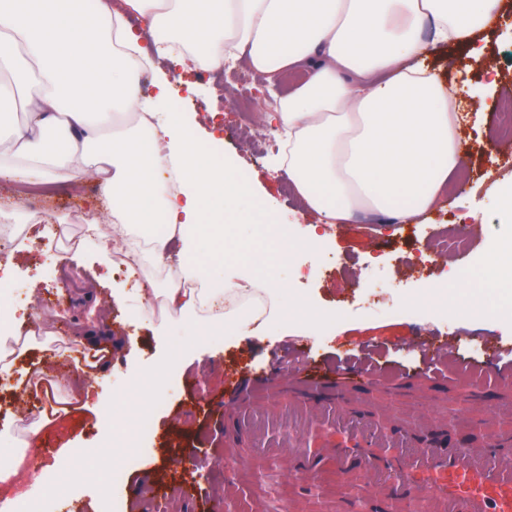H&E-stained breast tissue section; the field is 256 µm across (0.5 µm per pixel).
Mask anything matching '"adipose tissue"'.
<instances>
[{
    "instance_id": "obj_1",
    "label": "adipose tissue",
    "mask_w": 512,
    "mask_h": 512,
    "mask_svg": "<svg viewBox=\"0 0 512 512\" xmlns=\"http://www.w3.org/2000/svg\"><path fill=\"white\" fill-rule=\"evenodd\" d=\"M0 0V102L21 94L30 124L15 128L17 163L0 178L31 172L55 181L100 179L111 226L87 232L109 254L115 231L150 239L163 259L178 240V275L203 280L224 243L206 215L224 211L265 236L269 214L248 184L202 143L187 139L168 86L139 93L153 57L188 68L224 69L245 56L276 79L305 81L280 99L285 171L306 206L331 223L365 208L405 224L437 201L462 157L453 93L425 58L437 46L468 44L499 0ZM431 25L430 40L421 30ZM143 112L140 135L123 124ZM178 190L157 192L161 172ZM474 276L487 314L512 312V242L485 258Z\"/></svg>"
}]
</instances>
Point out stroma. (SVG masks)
<instances>
[{
	"label": "stroma",
	"mask_w": 512,
	"mask_h": 512,
	"mask_svg": "<svg viewBox=\"0 0 512 512\" xmlns=\"http://www.w3.org/2000/svg\"><path fill=\"white\" fill-rule=\"evenodd\" d=\"M427 64L455 91L465 181H449L421 223L385 224L371 211L358 210L347 223L329 227L315 258L295 253L255 279L245 274L236 252L250 226L233 214L214 215L228 233L223 255L209 264L208 281H235L243 304L250 301V289L265 293L271 306L259 335L229 322L223 335L206 338L200 315L151 309L149 290L169 287L177 278L176 251L139 271L121 272L93 263L94 241L80 248L91 259L81 267L62 244L49 243L43 229L70 224L77 211L85 220L111 223L97 177L55 183L54 195L34 200L18 192L17 182L0 179V222L20 226L27 240L23 250L0 258V319L28 338L8 369L10 382L24 387L30 368L41 367L59 376L64 394L90 387L87 408L59 413L47 432L55 444L74 440L106 468L124 472L117 485L93 474L75 477L52 490L49 512H109L115 501L124 512H215L230 493L217 459L224 454L225 405L239 377L271 372L284 388L298 361L344 372L363 361L388 371L412 370L422 362L418 344L433 336L446 338L463 359L479 361L495 349L512 359V321L484 314L473 294L477 283L469 278L489 252L512 238V223L496 203L512 191V164L503 162L512 156V139L498 136L501 104L512 100V0H500L472 45L438 48ZM288 90L285 84L271 89L241 59L221 72L194 74L187 83L172 80L169 95L191 120L189 136L215 131V156L252 180L273 223L301 245L309 238L307 224L318 218L302 216L300 196L284 192L278 153H260L252 145ZM458 220L465 225L467 250L439 253L438 240ZM453 281L462 293L444 301L439 290ZM89 294L101 297V304L86 302ZM89 330L105 334L112 354L99 366L72 373ZM454 384L449 376L411 394H389L374 385L360 393L346 386L332 400L343 405L361 399L380 418L393 412L410 419L433 409L435 427L455 424L465 438L512 428V386L494 376L482 378L478 398L462 403ZM118 399L124 414L105 430L98 409ZM32 405L25 399L16 416L0 425V452L34 453L31 431L38 417ZM241 478L255 512H270L282 499L290 512H331L330 502L340 494L330 472L317 485L289 480L284 458L258 474L242 471Z\"/></svg>",
	"instance_id": "obj_1"
}]
</instances>
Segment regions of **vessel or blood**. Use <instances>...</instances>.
<instances>
[{
  "instance_id": "obj_1",
  "label": "vessel or blood",
  "mask_w": 512,
  "mask_h": 512,
  "mask_svg": "<svg viewBox=\"0 0 512 512\" xmlns=\"http://www.w3.org/2000/svg\"><path fill=\"white\" fill-rule=\"evenodd\" d=\"M425 356L418 374L395 370L396 386L412 389L419 378L441 376L440 364L452 358L446 344H421ZM463 380L457 386L461 396L469 395L468 377L495 373L512 378V364L500 357L480 362H457ZM340 373L310 371L299 367L289 384L290 395L283 412L248 409L238 411L224 426V445L229 461H238L241 441H251L247 457L265 459L287 455L292 472L308 479L324 465H331L344 480V497L360 501L363 489L386 500L413 501L424 512H512V460L498 457L494 439L480 443H460L445 448L419 446L413 429L400 426L388 429L370 423L341 407L323 403L311 405L306 391L338 388ZM321 414L330 426L329 434L312 446L303 447L301 438L282 439L293 420L311 412Z\"/></svg>"
}]
</instances>
